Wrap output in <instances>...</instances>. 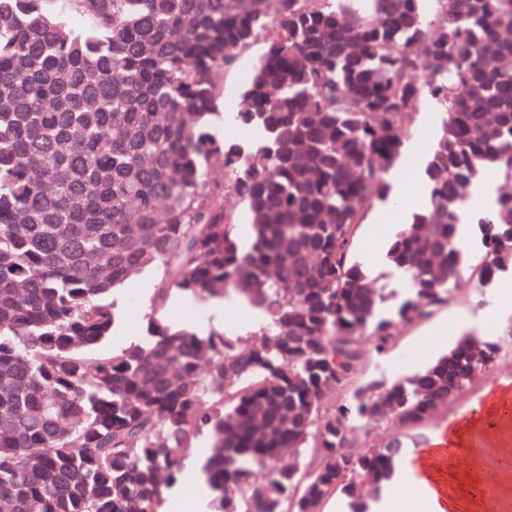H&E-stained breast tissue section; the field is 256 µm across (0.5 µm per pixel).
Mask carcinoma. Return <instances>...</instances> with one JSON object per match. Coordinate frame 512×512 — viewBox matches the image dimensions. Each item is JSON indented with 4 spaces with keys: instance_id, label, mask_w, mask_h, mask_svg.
<instances>
[{
    "instance_id": "1",
    "label": "carcinoma",
    "mask_w": 512,
    "mask_h": 512,
    "mask_svg": "<svg viewBox=\"0 0 512 512\" xmlns=\"http://www.w3.org/2000/svg\"><path fill=\"white\" fill-rule=\"evenodd\" d=\"M47 2L0 0V512H169L204 435L196 490L220 512H322L338 493L367 512L502 361L465 334L356 384L461 288L466 191L490 167L512 182V0H62L79 24ZM269 28L236 112L255 136L221 138L214 74ZM424 96L441 109L428 204L386 252L411 298L381 318L387 286L352 256ZM477 226L488 288L512 273L511 188ZM146 269L148 340L110 351L112 291ZM231 291L264 313L260 339L164 320L177 293Z\"/></svg>"
}]
</instances>
